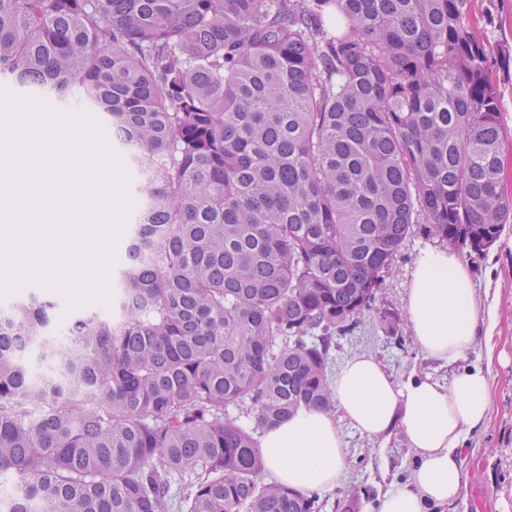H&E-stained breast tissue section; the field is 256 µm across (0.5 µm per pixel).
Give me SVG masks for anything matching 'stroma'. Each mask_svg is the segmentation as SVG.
<instances>
[{"label":"stroma","mask_w":512,"mask_h":512,"mask_svg":"<svg viewBox=\"0 0 512 512\" xmlns=\"http://www.w3.org/2000/svg\"><path fill=\"white\" fill-rule=\"evenodd\" d=\"M475 9L484 17L488 39L503 49L495 60L492 78L501 93V121L507 132L501 154L503 185L512 195V0H475ZM427 246L438 249L442 243L424 225H414L373 309L365 313L353 332L337 337L335 359L341 365L355 354L368 352L393 380L414 373L431 376L444 385L465 368L478 365L487 370L493 398L491 419L485 428L468 436L460 457L463 483L459 500L436 512H512V250H504L497 243L482 256L456 249V256L471 273L476 299H495L498 322L494 356H487L479 342L465 358L447 365L418 350L404 308L414 258ZM50 278L51 285L29 281L0 300L10 304L33 292L51 297L58 304L56 322L60 325L77 314L102 308L99 300L73 304L55 285L59 273H51ZM342 431L347 446L345 476L324 495L329 501L348 505L349 512H378L390 485L408 479L415 452L398 433L372 438L347 424Z\"/></svg>","instance_id":"35a3bbf8"}]
</instances>
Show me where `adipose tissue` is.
Listing matches in <instances>:
<instances>
[{
  "mask_svg": "<svg viewBox=\"0 0 512 512\" xmlns=\"http://www.w3.org/2000/svg\"><path fill=\"white\" fill-rule=\"evenodd\" d=\"M406 311L419 350L446 364L464 357L477 339L491 341L498 317L495 303L477 302L457 256L430 247L415 258ZM332 388L335 413L305 411L263 435L266 463L279 482L318 491L336 486L345 469L341 426L347 423L370 437L400 432L416 453L410 479L385 493L381 512H428L458 499L457 451L493 409L482 367L466 369L447 386L415 374L397 382L361 353L345 362Z\"/></svg>",
  "mask_w": 512,
  "mask_h": 512,
  "instance_id": "ef3b65f1",
  "label": "adipose tissue"
}]
</instances>
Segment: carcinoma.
<instances>
[{
    "label": "carcinoma",
    "instance_id": "1",
    "mask_svg": "<svg viewBox=\"0 0 512 512\" xmlns=\"http://www.w3.org/2000/svg\"><path fill=\"white\" fill-rule=\"evenodd\" d=\"M472 2L0 0V77L79 93L139 193L109 310L0 306V512H324L259 437L336 411L413 225L512 222Z\"/></svg>",
    "mask_w": 512,
    "mask_h": 512
}]
</instances>
